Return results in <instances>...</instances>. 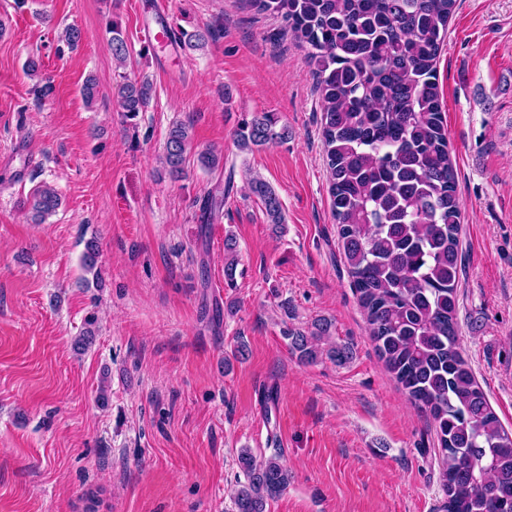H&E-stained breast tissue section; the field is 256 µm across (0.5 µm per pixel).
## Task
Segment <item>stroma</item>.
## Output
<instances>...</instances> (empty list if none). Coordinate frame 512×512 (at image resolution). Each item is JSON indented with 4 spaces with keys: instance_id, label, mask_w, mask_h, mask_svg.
<instances>
[{
    "instance_id": "35a3bbf8",
    "label": "stroma",
    "mask_w": 512,
    "mask_h": 512,
    "mask_svg": "<svg viewBox=\"0 0 512 512\" xmlns=\"http://www.w3.org/2000/svg\"><path fill=\"white\" fill-rule=\"evenodd\" d=\"M156 3L0 0V512H232L243 448L292 475L266 512H438L431 422L376 355L344 266L305 49L243 0ZM164 22L213 37L190 53L147 50L142 26ZM68 26L81 39L62 51ZM121 71L153 84L133 123ZM437 74L462 204L459 344L510 429L512 0H456ZM263 112L287 141L240 151L237 125ZM178 121L192 148L174 181L162 156ZM208 148L222 168L200 166ZM253 175L278 194L284 223L249 196ZM42 184L62 204L37 223L22 202ZM220 190L203 221L202 199ZM92 238L97 286L80 262ZM288 309L296 327L331 321L352 358L301 362L282 334ZM92 315L95 341L75 352ZM237 266L236 238L231 232H228L224 237V282L230 288L235 284Z\"/></svg>"
}]
</instances>
